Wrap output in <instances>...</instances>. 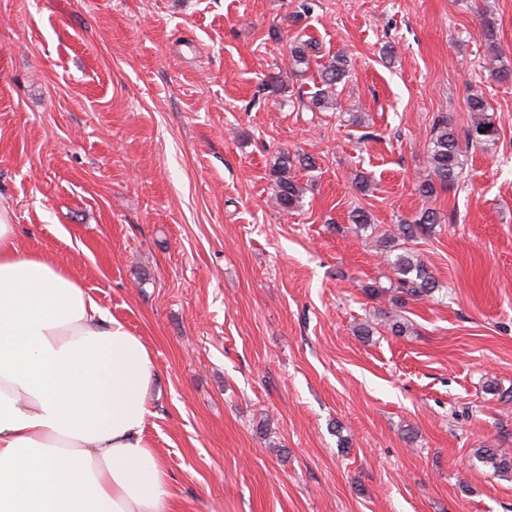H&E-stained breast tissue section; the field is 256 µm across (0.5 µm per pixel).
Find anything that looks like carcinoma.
I'll return each mask as SVG.
<instances>
[{
    "label": "carcinoma",
    "mask_w": 512,
    "mask_h": 512,
    "mask_svg": "<svg viewBox=\"0 0 512 512\" xmlns=\"http://www.w3.org/2000/svg\"><path fill=\"white\" fill-rule=\"evenodd\" d=\"M488 47L483 57V69L490 76L499 79L512 77V69L502 61V54L495 45V33L491 21H486ZM316 44L310 39L295 37L288 46V68L294 76H302L311 65ZM348 59L344 52H338L318 68V88L310 97L313 108L319 111L338 109V86L348 76ZM468 112L473 117L472 126L467 130L465 140H460L448 118L440 116L432 125L428 174L418 181L420 196L429 199L437 187L455 185L461 178L465 152L470 148H482L498 139V126L489 114V106L482 90L473 87L466 98ZM304 170L313 167L310 158L293 159L290 153L282 151L274 162V185L271 192L273 205L283 212L300 209L306 188L298 181L295 165ZM439 217L431 208L421 211L411 219L398 224L399 237L410 240L418 233L430 232ZM394 271V279L388 287L370 286L364 292L377 296L388 293V302L397 308L410 301L430 298L439 288L433 271L418 256L405 250L387 259ZM477 458L492 467L497 473H512V456L498 448H479Z\"/></svg>",
    "instance_id": "cac0c4a2"
}]
</instances>
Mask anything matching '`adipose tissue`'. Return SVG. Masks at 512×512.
Instances as JSON below:
<instances>
[{"instance_id":"ef3b65f1","label":"adipose tissue","mask_w":512,"mask_h":512,"mask_svg":"<svg viewBox=\"0 0 512 512\" xmlns=\"http://www.w3.org/2000/svg\"><path fill=\"white\" fill-rule=\"evenodd\" d=\"M140 337L0 210V512H176Z\"/></svg>"}]
</instances>
